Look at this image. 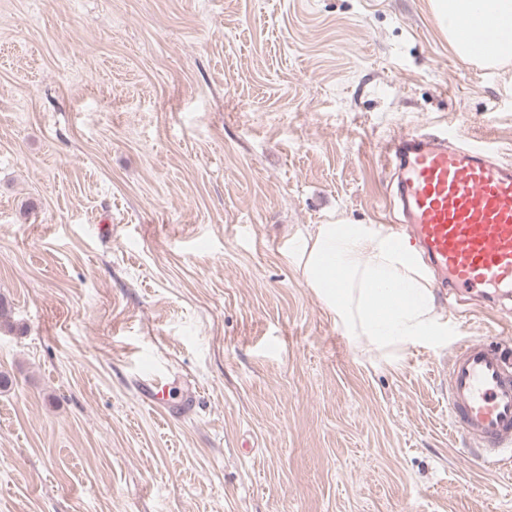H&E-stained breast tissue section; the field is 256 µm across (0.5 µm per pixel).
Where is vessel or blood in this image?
<instances>
[{"label":"vessel or blood","mask_w":512,"mask_h":512,"mask_svg":"<svg viewBox=\"0 0 512 512\" xmlns=\"http://www.w3.org/2000/svg\"><path fill=\"white\" fill-rule=\"evenodd\" d=\"M453 29L482 56L504 39L472 19ZM392 181L389 209L397 244L410 245L432 271L440 295L512 297V164L493 146L465 142L459 127L393 137L381 148ZM143 401L170 410L165 366L138 378ZM451 423L486 457L512 458V360L484 342L459 343L444 373Z\"/></svg>","instance_id":"1"}]
</instances>
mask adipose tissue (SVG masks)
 Instances as JSON below:
<instances>
[{"label": "adipose tissue", "instance_id": "1", "mask_svg": "<svg viewBox=\"0 0 512 512\" xmlns=\"http://www.w3.org/2000/svg\"><path fill=\"white\" fill-rule=\"evenodd\" d=\"M438 8L444 17L466 15L492 32L512 30V0H440ZM285 256L346 334L375 350L446 333L417 255L395 245L382 225L320 224Z\"/></svg>", "mask_w": 512, "mask_h": 512}]
</instances>
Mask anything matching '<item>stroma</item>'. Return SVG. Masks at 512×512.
<instances>
[{"instance_id":"obj_1","label":"stroma","mask_w":512,"mask_h":512,"mask_svg":"<svg viewBox=\"0 0 512 512\" xmlns=\"http://www.w3.org/2000/svg\"><path fill=\"white\" fill-rule=\"evenodd\" d=\"M448 122L512 163V56L433 0H0V512H512L442 388L497 303L373 351L284 257ZM167 368L158 363L138 377V387L143 401L156 410L171 412L170 395L168 390Z\"/></svg>"}]
</instances>
